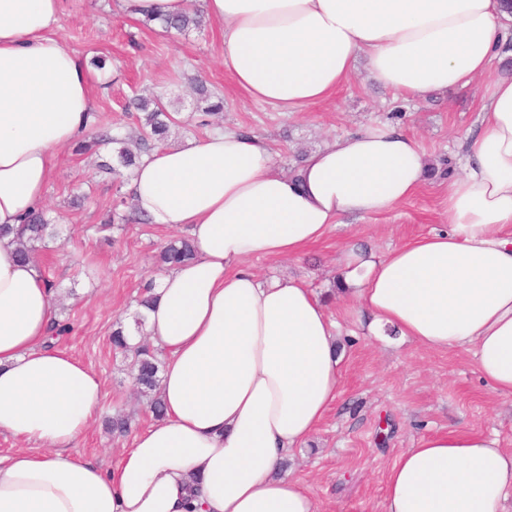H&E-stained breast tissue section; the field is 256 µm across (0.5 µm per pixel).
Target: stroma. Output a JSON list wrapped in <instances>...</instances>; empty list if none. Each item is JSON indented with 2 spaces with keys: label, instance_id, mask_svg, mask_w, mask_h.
I'll return each instance as SVG.
<instances>
[{
  "label": "stroma",
  "instance_id": "1",
  "mask_svg": "<svg viewBox=\"0 0 512 512\" xmlns=\"http://www.w3.org/2000/svg\"><path fill=\"white\" fill-rule=\"evenodd\" d=\"M57 35L65 48L85 62L102 56L105 68L92 67L99 88L96 113L121 136L137 123L124 106L131 91L162 95L179 121L170 142L206 133L194 92L196 79L224 100L227 127H241L266 138L275 162L290 172L296 157L375 123H388L415 137L441 174H458L465 136L475 132L481 85L410 100L374 83L357 69L336 95L302 112H282L250 100L225 71L220 36L214 24L184 34L122 16L116 0H61ZM111 152L103 147L84 155L73 147L58 150L53 177L41 204L61 219L57 238L46 239L37 257L55 284L54 302L70 334L55 346L91 367L101 378L105 397L85 435L71 448L74 457L109 468L129 438L113 437L106 421L132 417L133 432L154 419L136 397L129 361L113 350L116 325H131L143 285L157 277L154 255L184 228L166 232L153 224H102L118 188L105 169ZM82 185L90 198L71 205V189ZM444 197L429 179L409 200L391 211L362 220L343 218L323 241L295 259L252 258L259 277L304 282L327 305L339 324L342 384L336 402L309 440L294 449L282 474L300 480L319 512H385L388 472L401 453L424 435L465 429L498 439L512 450V397L493 395L470 354L437 353L414 343L386 345L364 336V316L348 312L337 289L343 247L383 253L433 231L446 229Z\"/></svg>",
  "mask_w": 512,
  "mask_h": 512
}]
</instances>
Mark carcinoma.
Masks as SVG:
<instances>
[{
  "label": "carcinoma",
  "mask_w": 512,
  "mask_h": 512,
  "mask_svg": "<svg viewBox=\"0 0 512 512\" xmlns=\"http://www.w3.org/2000/svg\"><path fill=\"white\" fill-rule=\"evenodd\" d=\"M201 23V13L193 6L185 15L166 23L164 28L168 31L173 29L177 33H186L200 27ZM195 89L201 101L206 103L204 114L211 117L223 115L224 102L221 98H213V95L201 83L195 85ZM130 107L143 112V117L139 118L142 128L139 152H132L126 146L123 138L116 137L112 135L111 131L102 129L91 130L89 143L79 146V150L86 152L95 146L119 145L116 151V166L112 168V173L119 179L124 177V171L136 165L139 155L148 151L153 146V142L164 140L172 121L163 99L159 96L146 99L137 94L130 101ZM105 223L147 224L149 219L135 206L127 204L123 196L117 194L112 200ZM50 227L49 220L39 210L23 219L21 227L16 231L18 253L21 258L35 257L38 244L44 242L46 237L53 235ZM194 257L195 252L190 241L181 239L164 246L157 256V262L161 268L168 270L176 265L186 263ZM112 347L131 358L130 373L139 392L147 394L157 388L160 361L157 352L149 344L144 343L131 347L124 331L117 328L112 332Z\"/></svg>",
  "instance_id": "1"
}]
</instances>
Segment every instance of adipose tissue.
<instances>
[{"label":"adipose tissue","mask_w":512,"mask_h":512,"mask_svg":"<svg viewBox=\"0 0 512 512\" xmlns=\"http://www.w3.org/2000/svg\"><path fill=\"white\" fill-rule=\"evenodd\" d=\"M225 68L257 103L297 112L332 97L357 67L410 98L483 82L464 171L444 181L448 228L383 254L346 253L354 310L380 339L470 353L512 396V67L502 0H203ZM192 0H117L132 19H171ZM60 0H0V226L37 210L56 151L94 110L88 67L55 38ZM431 165L419 143L367 126L309 152L295 171L238 128L143 154L128 191L157 228H186L192 261L156 281L141 332L166 357L163 419L110 469L73 458L104 396L100 377L47 347L53 291L36 261L0 237V512H318L276 470L307 441L341 383L338 324L310 288L260 279L249 258H294L346 216L410 199ZM512 450L465 430L437 432L389 471L385 512H504Z\"/></svg>","instance_id":"1"}]
</instances>
